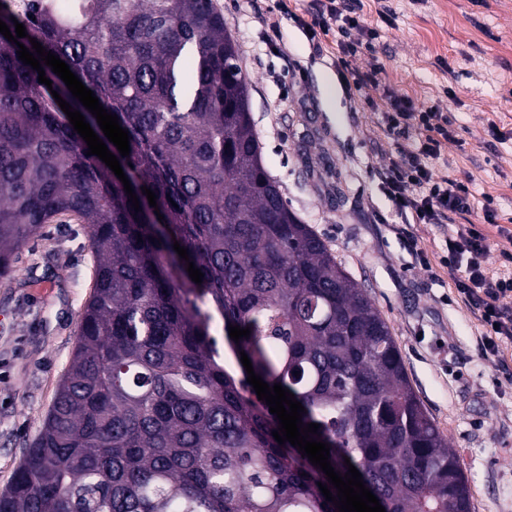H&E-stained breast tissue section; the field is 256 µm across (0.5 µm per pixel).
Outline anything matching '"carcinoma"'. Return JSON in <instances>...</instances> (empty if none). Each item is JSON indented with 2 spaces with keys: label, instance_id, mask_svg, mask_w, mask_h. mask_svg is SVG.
<instances>
[{
  "label": "carcinoma",
  "instance_id": "obj_1",
  "mask_svg": "<svg viewBox=\"0 0 512 512\" xmlns=\"http://www.w3.org/2000/svg\"><path fill=\"white\" fill-rule=\"evenodd\" d=\"M26 14L0 0L10 32L16 21L27 31L16 43L0 34V276L68 216L87 229L95 277L0 512H338L318 487L337 496L325 473L272 436L279 421L247 383L242 351L385 512H471L460 456L386 321L268 177L248 77L211 0H27ZM32 38L129 131L124 173L141 211L51 91L82 103L50 67L49 89L18 60ZM231 325L249 337L234 341ZM220 330L238 373L220 359Z\"/></svg>",
  "mask_w": 512,
  "mask_h": 512
}]
</instances>
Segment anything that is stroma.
<instances>
[{
	"label": "stroma",
	"instance_id": "obj_1",
	"mask_svg": "<svg viewBox=\"0 0 512 512\" xmlns=\"http://www.w3.org/2000/svg\"><path fill=\"white\" fill-rule=\"evenodd\" d=\"M212 3L248 77L268 175L386 320L414 391L459 450L472 512H512V350L482 356L480 326L447 282L416 268L369 174L397 157L375 109L395 93L446 113L464 141L436 174L494 196L512 218V0H358L376 37L348 66L383 68L359 90L346 86L336 44L315 55L312 0H293L289 16L277 0ZM93 279L87 231L68 219L43 225L0 277V491L39 434Z\"/></svg>",
	"mask_w": 512,
	"mask_h": 512
}]
</instances>
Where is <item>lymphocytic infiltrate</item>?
<instances>
[{"label":"lymphocytic infiltrate","instance_id":"obj_1","mask_svg":"<svg viewBox=\"0 0 512 512\" xmlns=\"http://www.w3.org/2000/svg\"><path fill=\"white\" fill-rule=\"evenodd\" d=\"M362 28L349 0H324L309 32L315 39H334L345 55L353 56L362 43L352 34ZM380 110L388 139L399 143L410 131L419 133L411 147L400 146L397 160L380 176L381 189L402 224L435 225L444 242L443 253L435 262L416 238H409V247L429 277H436L438 268L447 269L457 296L484 329L485 353L501 355L504 349L512 348V252L499 251L504 261L500 268L491 267L488 259L496 249L495 238L512 243V229L500 225L493 196H485L482 206H475L468 184L435 174L433 162L444 148L460 144L446 115L415 109L396 95L389 97ZM476 209L482 212L479 223H454V215ZM491 226L496 229L492 235L487 232Z\"/></svg>","mask_w":512,"mask_h":512}]
</instances>
